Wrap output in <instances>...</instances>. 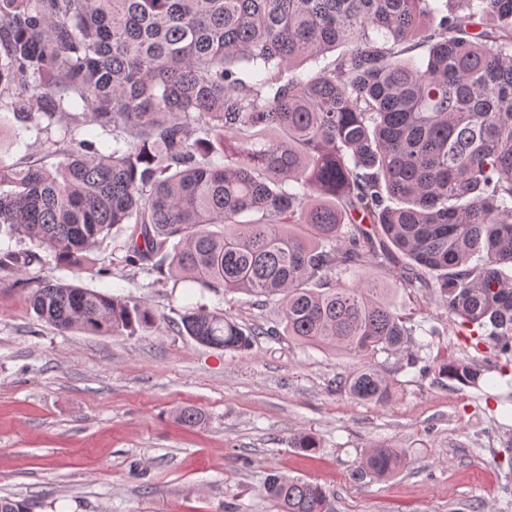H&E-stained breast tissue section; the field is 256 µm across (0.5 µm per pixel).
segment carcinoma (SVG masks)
Returning a JSON list of instances; mask_svg holds the SVG:
<instances>
[{
	"label": "carcinoma",
	"instance_id": "cac0c4a2",
	"mask_svg": "<svg viewBox=\"0 0 512 512\" xmlns=\"http://www.w3.org/2000/svg\"><path fill=\"white\" fill-rule=\"evenodd\" d=\"M2 109L65 130L79 109L112 135L109 153L64 138L50 169L0 166V224L59 262L131 224L130 264L160 257L205 289L274 301L286 336L368 356L412 328L361 271L408 259L400 287L435 290L512 354V0H0ZM39 261L8 251L0 270ZM30 306L62 333L154 323L137 301L63 282ZM178 328L229 352L279 335L203 306ZM438 376L477 388L482 370ZM336 392L381 404L392 383L363 365ZM401 465L379 446L354 476ZM264 489L279 512H327L316 482L273 473Z\"/></svg>",
	"mask_w": 512,
	"mask_h": 512
}]
</instances>
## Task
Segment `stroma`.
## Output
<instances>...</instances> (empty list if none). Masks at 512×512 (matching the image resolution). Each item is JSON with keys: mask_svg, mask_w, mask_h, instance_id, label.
<instances>
[{"mask_svg": "<svg viewBox=\"0 0 512 512\" xmlns=\"http://www.w3.org/2000/svg\"><path fill=\"white\" fill-rule=\"evenodd\" d=\"M62 135L0 112V163L55 164ZM131 232L113 228L81 263L46 255L0 272V497L30 512H276L263 484L277 472L324 486L330 512H512V356L488 329L463 335L432 292L395 289L416 330L404 352L365 361L391 380L390 401L357 403L336 392L362 362L347 352L263 336L230 353L179 333L196 306L266 327L278 309L129 265ZM44 281L139 301L155 322L131 336L59 332L29 307ZM447 359L477 364L478 387L438 378ZM185 407L200 423L178 419ZM302 434L314 451L295 448ZM381 444L402 468L355 480Z\"/></svg>", "mask_w": 512, "mask_h": 512, "instance_id": "stroma-1", "label": "stroma"}]
</instances>
